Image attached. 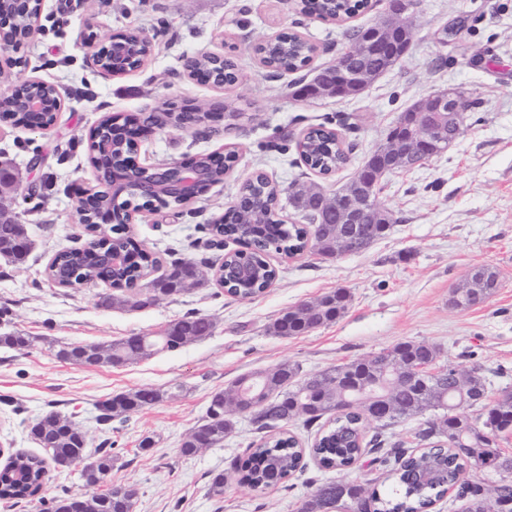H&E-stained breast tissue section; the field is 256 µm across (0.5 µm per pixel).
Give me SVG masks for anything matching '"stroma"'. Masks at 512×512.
Here are the masks:
<instances>
[{
	"mask_svg": "<svg viewBox=\"0 0 512 512\" xmlns=\"http://www.w3.org/2000/svg\"><path fill=\"white\" fill-rule=\"evenodd\" d=\"M386 6L387 0H368L355 18L335 24L304 15L296 0H42L40 33L20 50L0 52V66L12 61L14 76L39 77L65 101L56 125L43 133L0 120V166L15 177L12 208L30 243L23 261L0 256V333L36 339L26 350L0 347V443L39 453L29 429L57 413L79 423L89 449L111 445L112 479L134 491V512H298L306 494L339 479V471L309 457L283 483L261 491L242 485L237 466L260 438L248 419L195 457L179 453L212 395L238 378L283 362L316 373L402 341H424L439 349L440 364L478 369L489 396L512 388V0H416L411 45L393 68L357 96L300 99L297 91L315 69L345 48L347 32L372 25ZM90 16L100 39L134 28L153 37L152 61L121 78L101 74L83 42ZM447 27L454 36L443 37ZM288 30L317 46L311 68L267 70L253 45ZM210 52L234 58L238 84L219 91L184 75V57ZM448 87L471 102L463 134L424 165L383 176L378 201L395 222L363 253L325 259L310 250L292 258L274 252L269 261L279 277L259 297L240 300L211 281L145 309L100 306L108 285L62 288L45 275L57 250L87 240L76 190L94 183L88 134L103 115L218 97L241 110L224 135L167 129L137 148L145 166L225 145L234 150L230 174L196 203L169 216L138 209L130 226L161 269L174 262L215 268L237 244L215 240L209 226L253 173L264 172L279 187L286 223H301L289 198L292 184L336 192L385 141L401 112ZM317 124L337 130L351 148L349 163L328 177L309 169L297 148L299 135ZM33 182L34 196L28 193ZM483 265L499 274L496 294L477 308L449 307L452 289ZM339 288L350 303L335 323L296 337L269 333L284 311ZM193 314L214 321L212 336L123 367L71 364L54 355L64 344L156 334ZM144 387L161 391V399L114 419L111 428L97 423V403ZM424 423L418 416L383 429L371 424L366 435L379 439L381 451L417 453ZM145 439L152 442L146 452L139 447ZM217 472L225 478L220 497L210 491Z\"/></svg>",
	"mask_w": 512,
	"mask_h": 512,
	"instance_id": "35a3bbf8",
	"label": "stroma"
}]
</instances>
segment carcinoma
Wrapping results in <instances>:
<instances>
[{"mask_svg": "<svg viewBox=\"0 0 512 512\" xmlns=\"http://www.w3.org/2000/svg\"><path fill=\"white\" fill-rule=\"evenodd\" d=\"M300 11L320 18L334 17L339 12L358 8L352 0H302ZM362 29L349 32V44L336 61L321 69L324 78L331 79L340 70H367L378 75L389 70L396 60L385 53L371 51L352 54L354 43ZM312 52V44L293 33H283L273 41L258 47L260 61L268 67L292 69L300 66ZM112 116H103L94 128L98 144L111 146L112 165L120 167L131 147L118 137H111ZM340 134L322 124L311 126L301 144L300 155L309 168L330 174L342 167L348 156L341 147ZM278 190L265 175L259 174L245 184L240 197L241 207L229 210L224 221L211 233L233 240L243 249L224 255L220 265V285L224 292L239 299H251L265 292L278 270L268 261L274 250L281 253L301 251L306 247L324 258L341 256L338 250L340 215L317 208L308 197L295 198L298 210L312 223L311 239H306L307 227L287 224L281 218ZM133 251V243L124 224H114L109 238L90 236L84 246L63 249L53 256L48 279H68L79 286L109 283L114 293L102 297L101 305L117 308H144L162 297L185 293L181 280L185 264H173L153 279L146 276L159 264L151 252L137 254L138 260L114 269L106 257L112 251ZM149 287L141 289L140 283ZM350 295L338 288L312 302L304 311L283 312L269 327L277 337L288 338L308 333L340 319L347 311ZM213 320L205 315H189L171 323L156 334L128 336L108 344H67L55 356L73 363L81 362L85 351L97 350L101 363L123 366L148 359L163 351H174L188 343L212 335ZM32 337L13 331L0 334V347L24 349ZM439 350L426 342L404 341L362 358L339 364L317 373L301 375L300 367L284 362L267 371L254 372L235 380L230 386L212 395L206 411V421L212 443L224 442L238 423L231 411L244 406L241 387L253 384L251 394L261 404L260 413L250 418L255 430L263 437L254 444L248 457L239 466L241 482L253 490L277 485L304 467L305 454H310L326 469L346 470L363 455L367 424L390 426L407 418L430 414L420 430V440L428 444L417 455L397 452L393 456L374 458L379 466L391 473V483L367 488L354 480H330L319 484L307 498L316 500L324 512H429L448 490L460 486L465 500V512H484L493 501L500 504L499 512H512V459L498 447L500 437L512 431V401L498 399L493 406L482 407L478 422L456 413L464 405L478 404L484 397L486 381L475 378L470 387L448 378V367L436 366ZM419 364H431L437 372L432 389H418L413 378ZM347 368L357 378H382L384 385L368 388L358 399L345 402L336 390L333 375ZM159 391L141 388L117 395L97 404V421L112 425V420L155 404ZM296 417L304 418L308 426H318V437L312 447H301L298 439L284 426ZM34 424L30 435L35 442L48 447L51 461L58 470L83 463L80 477L83 486L95 500V512H132L134 501L128 487L113 484L105 492L96 489L107 482L112 472V449L101 448L90 459L87 454L85 431L74 421L65 420V429L42 434ZM276 434H269L273 429ZM44 458L23 453L13 465L0 469V497L25 498L24 487L14 482L16 472L30 479L39 477ZM475 466L484 473L476 482H463L467 467ZM74 497L63 495L47 501L46 512H72Z\"/></svg>", "mask_w": 512, "mask_h": 512, "instance_id": "1", "label": "carcinoma"}]
</instances>
